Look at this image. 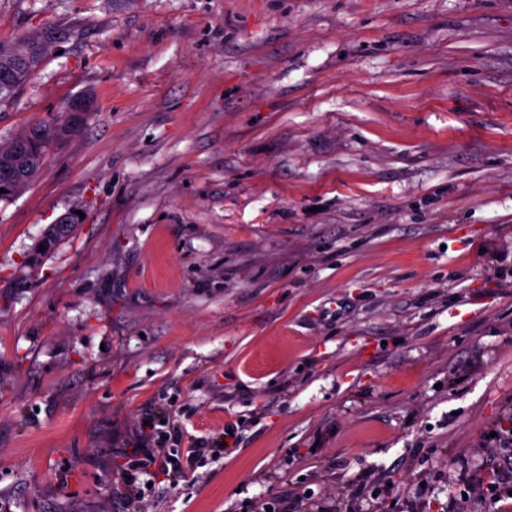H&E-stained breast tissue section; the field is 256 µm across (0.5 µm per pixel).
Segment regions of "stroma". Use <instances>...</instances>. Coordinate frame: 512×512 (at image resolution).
Segmentation results:
<instances>
[{
	"instance_id": "35a3bbf8",
	"label": "stroma",
	"mask_w": 512,
	"mask_h": 512,
	"mask_svg": "<svg viewBox=\"0 0 512 512\" xmlns=\"http://www.w3.org/2000/svg\"><path fill=\"white\" fill-rule=\"evenodd\" d=\"M0 512H454L512 447V0H0ZM81 212L37 255L45 228ZM47 29L51 28L29 31L9 45L0 43V69H11L16 75L13 85L1 89L0 96L13 92L38 69L50 45L45 38ZM70 101H76L82 103L85 106V110L82 112L81 115L78 116L72 128H67L65 125L59 124L56 120L35 123L28 129L22 131L20 134L15 136L9 143L0 146V170L6 167H11L12 165L19 162L20 159H17L12 151L14 144L17 145V153L22 156L30 155L35 150L34 139H30L27 142V147L24 146L23 144H17L25 140L31 132L36 131L40 133L41 137L46 141L48 147L51 143H54L58 138L65 135L67 132H72L77 126H79L85 114L87 112H91L94 106V100L90 93L81 94L79 96L74 97ZM47 147H43L42 151H45Z\"/></svg>"
}]
</instances>
